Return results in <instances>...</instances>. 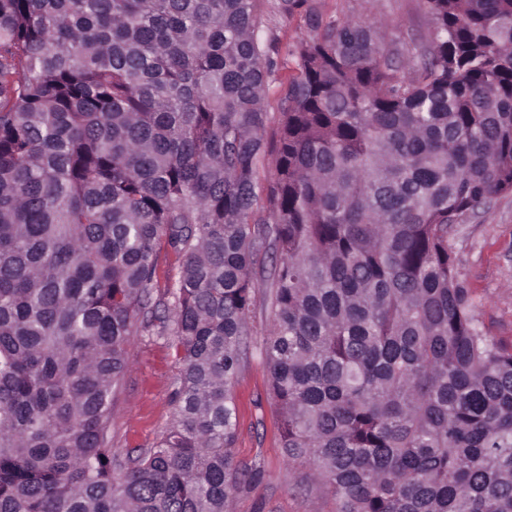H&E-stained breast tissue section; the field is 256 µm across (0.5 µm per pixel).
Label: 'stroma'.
<instances>
[{
  "label": "stroma",
  "instance_id": "obj_1",
  "mask_svg": "<svg viewBox=\"0 0 512 512\" xmlns=\"http://www.w3.org/2000/svg\"><path fill=\"white\" fill-rule=\"evenodd\" d=\"M317 6L324 16L339 20L383 19L391 41L428 32L422 0H317ZM307 33L303 15L284 16L276 10L275 0H266L258 34L264 40L275 39L280 48L278 73L267 90L269 118H276L279 110L281 81L297 70L286 49ZM448 251L459 280L470 291L478 322L512 345V195L493 199L475 217L457 225L448 238ZM271 322L263 294H256L248 359L232 384L238 404L236 458L256 476L251 485L233 494L229 512H335L332 495L307 485L303 470L289 468L285 461L280 417L267 400L269 373L262 355ZM178 374L172 337H135L112 414V444L120 460L153 447L171 422Z\"/></svg>",
  "mask_w": 512,
  "mask_h": 512
}]
</instances>
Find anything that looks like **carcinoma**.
I'll list each match as a JSON object with an SVG mask.
<instances>
[{"mask_svg": "<svg viewBox=\"0 0 512 512\" xmlns=\"http://www.w3.org/2000/svg\"><path fill=\"white\" fill-rule=\"evenodd\" d=\"M263 2L0 0V512H227L259 289L281 448L336 512H512V346L448 254L512 194V0H423L402 53L278 0L309 34L271 130ZM142 331L179 377L124 467Z\"/></svg>", "mask_w": 512, "mask_h": 512, "instance_id": "1", "label": "carcinoma"}]
</instances>
